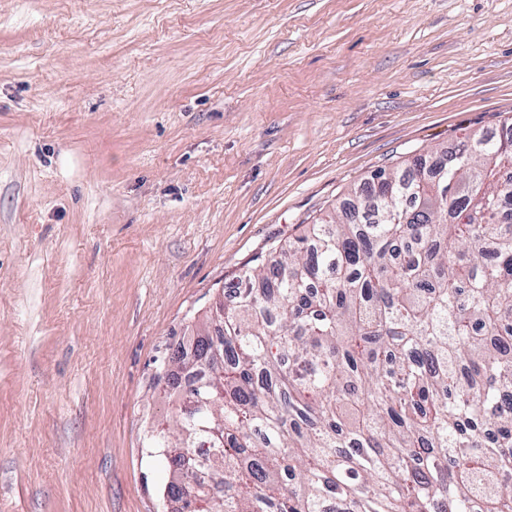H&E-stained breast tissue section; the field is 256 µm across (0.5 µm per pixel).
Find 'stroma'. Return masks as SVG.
<instances>
[{"instance_id": "stroma-1", "label": "stroma", "mask_w": 512, "mask_h": 512, "mask_svg": "<svg viewBox=\"0 0 512 512\" xmlns=\"http://www.w3.org/2000/svg\"><path fill=\"white\" fill-rule=\"evenodd\" d=\"M512 118V0H0V512H161L233 276Z\"/></svg>"}]
</instances>
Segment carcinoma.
Returning a JSON list of instances; mask_svg holds the SVG:
<instances>
[{
	"mask_svg": "<svg viewBox=\"0 0 512 512\" xmlns=\"http://www.w3.org/2000/svg\"><path fill=\"white\" fill-rule=\"evenodd\" d=\"M512 121L378 169L328 218L253 259L197 334V402L153 440H202L222 490L180 512H512ZM223 361H210L212 345ZM492 428L490 441L483 432Z\"/></svg>",
	"mask_w": 512,
	"mask_h": 512,
	"instance_id": "cac0c4a2",
	"label": "carcinoma"
}]
</instances>
